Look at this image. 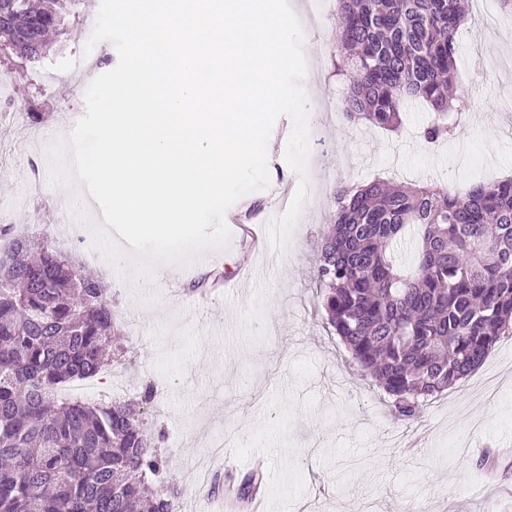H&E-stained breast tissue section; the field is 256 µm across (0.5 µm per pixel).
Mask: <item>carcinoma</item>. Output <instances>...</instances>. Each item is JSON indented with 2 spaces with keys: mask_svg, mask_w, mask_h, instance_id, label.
I'll use <instances>...</instances> for the list:
<instances>
[{
  "mask_svg": "<svg viewBox=\"0 0 512 512\" xmlns=\"http://www.w3.org/2000/svg\"><path fill=\"white\" fill-rule=\"evenodd\" d=\"M461 0H339L336 74L343 114L387 131L409 101L445 141ZM69 28L61 10L0 0V51L35 63ZM316 281L328 323L401 421L477 369L512 332V178L465 190L373 180L340 185ZM420 245L398 261L404 232ZM107 288L47 240L0 225V512H173L174 485H153L166 460L140 402L86 403L59 391L99 375L113 343ZM255 467L228 488L242 507L263 491Z\"/></svg>",
  "mask_w": 512,
  "mask_h": 512,
  "instance_id": "1",
  "label": "carcinoma"
}]
</instances>
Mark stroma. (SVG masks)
I'll return each mask as SVG.
<instances>
[{
  "label": "stroma",
  "instance_id": "1",
  "mask_svg": "<svg viewBox=\"0 0 512 512\" xmlns=\"http://www.w3.org/2000/svg\"><path fill=\"white\" fill-rule=\"evenodd\" d=\"M290 5L304 22L309 100L343 101L347 84L333 67L336 10L310 23L308 0ZM99 6L83 0L64 49L41 62L0 58L8 98L43 115L0 124V138L15 144L0 174V216L32 235L65 227L72 237L81 234L66 224L59 189L48 182L46 147L58 115L80 119L88 84L118 60L104 41L92 51L91 71L73 76L66 69L83 51ZM458 43L456 85L469 117L445 142L421 139L428 114L417 104L396 133L312 112L309 199L283 254L240 235L217 256L173 266L161 284L137 285L111 269L108 296L125 362L99 375L100 398L136 399L154 385L156 398L144 413L163 434L166 478L180 488L182 512L189 508V471L219 453L236 475L263 459L264 512H512V456L493 470L480 464L485 450L512 449V335L500 337L471 375L426 402L416 421H400L388 394L329 327L314 276L338 183L381 178L466 188L512 177V13L484 0ZM36 73L56 79L45 88L32 83ZM291 127L289 117L276 119L269 184L234 205L238 223L263 224L284 212L298 182L283 158ZM215 268L224 273L221 285L189 292Z\"/></svg>",
  "mask_w": 512,
  "mask_h": 512
}]
</instances>
